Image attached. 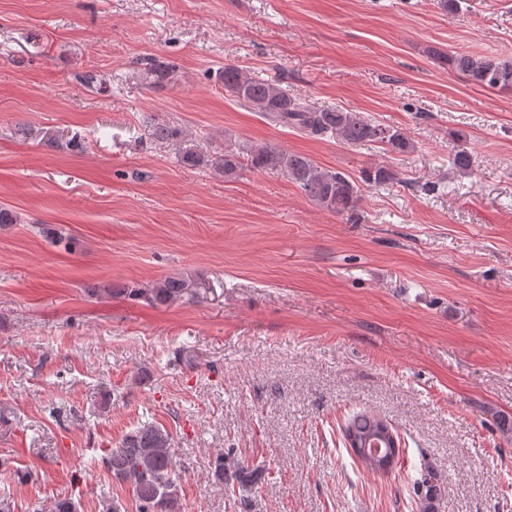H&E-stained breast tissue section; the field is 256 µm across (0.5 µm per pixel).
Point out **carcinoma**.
<instances>
[{
  "label": "carcinoma",
  "mask_w": 512,
  "mask_h": 512,
  "mask_svg": "<svg viewBox=\"0 0 512 512\" xmlns=\"http://www.w3.org/2000/svg\"><path fill=\"white\" fill-rule=\"evenodd\" d=\"M444 62L464 75L472 83L490 89L512 90V59L495 56H473L457 53L443 57ZM172 67L164 59L151 57L145 63L143 81L151 88L169 82ZM224 92L268 121L292 128L318 139L337 141L362 147L381 144L392 153H407L412 142L400 131L366 116L362 112L345 111L334 107L313 108L302 98L288 93L275 80L256 78L235 65L224 66L219 74ZM184 133L175 125H157L153 137L160 142L183 141ZM206 155L195 146L184 148L180 162L199 166ZM215 167L230 176L248 167L261 171L283 172L288 175L316 206L338 215H353L359 202L358 185L344 173L318 166L301 153H290L269 146L248 147L230 144L224 156L212 161ZM451 164L465 172L471 167V154L464 146L454 150ZM363 181L385 184L395 174L385 167H373L363 172ZM188 288L184 278L169 277L156 283L151 301L165 304L183 296ZM397 433L379 416L367 411L354 412L344 428V441L351 455L368 471L376 472L371 463L380 449L373 447L380 428ZM112 478L130 485L138 504V512H177L180 496L178 464L172 448V436L156 422L145 421L127 432L119 445L105 459ZM263 471L251 468L228 450L219 454L213 464L212 479L217 485L249 491L259 484ZM442 481L434 469L427 467L413 487L418 512H437L442 496Z\"/></svg>",
  "instance_id": "obj_1"
}]
</instances>
